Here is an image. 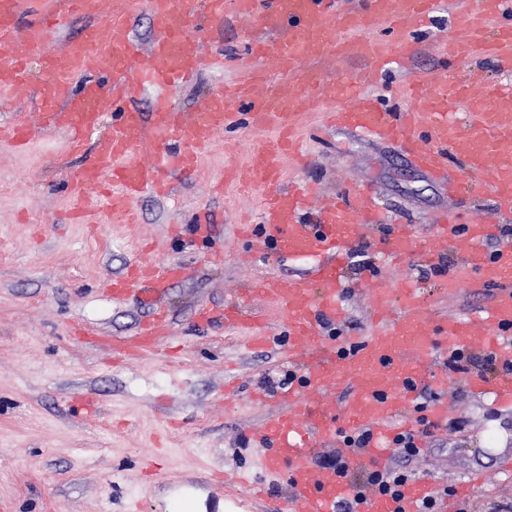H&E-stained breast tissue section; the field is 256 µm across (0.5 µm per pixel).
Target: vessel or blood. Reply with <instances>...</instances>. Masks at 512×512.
I'll return each mask as SVG.
<instances>
[{"label":"vessel or blood","instance_id":"obj_1","mask_svg":"<svg viewBox=\"0 0 512 512\" xmlns=\"http://www.w3.org/2000/svg\"><path fill=\"white\" fill-rule=\"evenodd\" d=\"M146 3L153 38L148 48L134 39L130 22L139 3ZM338 0H0V93L30 84V63H37L45 80L37 87L34 110L25 119L0 124V145L25 146L35 131L63 135L72 151L82 150L90 133L98 139L90 161L74 169L67 181L78 222L133 224L135 200L143 194L165 196L168 177L195 169L233 118L227 104L249 109V123L273 130L249 157V179L267 187L263 223L243 227L257 250L281 257L317 256L312 272L284 280L269 277L258 289H244L224 308L228 326L246 325L250 347L271 341L265 324L249 317L254 297L271 304L284 320L289 362L302 366L300 388L276 392L282 408L252 433L265 453L262 475L289 472V492L283 512H336L351 498V484L335 470L312 463L315 448L336 438V420L327 396L348 391L344 421L355 430L369 428L375 440L362 456L372 467L384 468L393 456L392 433L414 430L413 395L421 383L445 390L432 355L431 328L419 289L389 287L375 282L373 307L376 326L370 336H324L322 322L344 318L339 304L342 260L363 239L375 219L372 195L364 190L341 193L323 203L312 221L303 210L309 190L278 186L282 165L292 150L303 113L322 102L345 97L346 108L332 111L333 126L370 133L376 138H404L417 163L441 176L450 160L462 161L467 171L482 175L485 188L502 212H512V89L497 85L473 97L471 84L451 75L435 84L410 83L411 105L402 112L381 110L359 90L391 59L410 53L413 35L432 21L443 0H361L359 9L340 10ZM262 23L249 36L252 58L244 74L221 86L199 108L177 112L168 93L194 79L203 67L223 65V57L206 53L202 41L189 35L195 23H213L226 13ZM92 21L84 37L58 42V34L74 18ZM23 54H14L16 46ZM484 53L512 67V0H481L477 11L458 10L448 31L447 57L463 62ZM360 57L368 69L360 84L341 86L313 76L310 64L332 58ZM315 93H308L307 82ZM154 89L151 112L131 111L138 92ZM112 124L105 134L97 129L104 119ZM104 191V213L83 206L87 190ZM490 221L458 226L455 214L434 225L436 248H452L458 261L447 280L456 291L479 278L496 287L492 306L479 321L449 319L441 333L443 353H454L480 342L500 362H512V246L486 252L483 241L495 236ZM394 259L415 252L407 226H400L389 245ZM182 264L143 257L130 263L107 284L113 297L138 296L153 307V318L135 335L117 336L114 353L138 358L158 350L170 338L158 305L170 281L186 278ZM468 390L494 406L512 408V371L485 372L468 380ZM432 485L413 479L400 497L367 495L359 512H419L431 496Z\"/></svg>","mask_w":512,"mask_h":512}]
</instances>
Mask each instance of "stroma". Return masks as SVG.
Listing matches in <instances>:
<instances>
[{"instance_id":"1","label":"stroma","mask_w":512,"mask_h":512,"mask_svg":"<svg viewBox=\"0 0 512 512\" xmlns=\"http://www.w3.org/2000/svg\"><path fill=\"white\" fill-rule=\"evenodd\" d=\"M447 2L414 53L366 86L386 111L402 108L399 89L405 82L443 78L440 50L450 20L458 9L478 6V0ZM255 26L229 14L202 31L206 47L223 52L229 65L204 69L179 87L173 106L192 110L220 85L237 80ZM301 134L308 161L289 163L283 185L305 184L324 200L369 186L384 217L348 257L342 335L369 334L372 275L394 288L415 284L436 327L491 306L495 289L478 281L452 294L444 291L441 272L457 256L431 241L433 224L448 211L463 224L489 219L512 225V215L498 213L479 181L449 194L400 143L328 128L320 111L306 115ZM265 136L245 124L225 130L198 172L171 175L169 197L137 199L138 224L96 231L70 221L66 189L70 169L88 162L90 149L75 153L62 136L41 133L25 152L0 149V504H9V512H170L185 495L193 496L194 512H279L288 490L284 477H267L269 495L257 503L240 500L234 486L214 488L211 480L216 471L248 477L258 472L263 451L248 435L269 408L257 404L253 393L294 370L279 347L251 350L241 335L225 330L224 302L238 290L259 287L266 276L296 277L315 263L311 257L254 252L238 236L241 218L258 222L263 187H212L228 163L245 165ZM200 220L214 227L211 244L192 238L190 228ZM400 224L411 226L418 250L391 266L384 242ZM147 246L160 260L190 268L189 277L164 297L173 351L116 360L113 336L132 334L152 310L137 301L113 302L101 284ZM424 269L429 278L421 277ZM203 306L215 312L210 321L197 317ZM480 371L474 365L465 374L448 372V417L465 419L466 427L420 436V454L410 468L438 490L481 471L483 484L457 499V508L493 512L501 505L512 512V409L466 390V374ZM74 392L93 400L95 412L72 407ZM159 443L167 450L160 471L143 479L140 460Z\"/></svg>"}]
</instances>
